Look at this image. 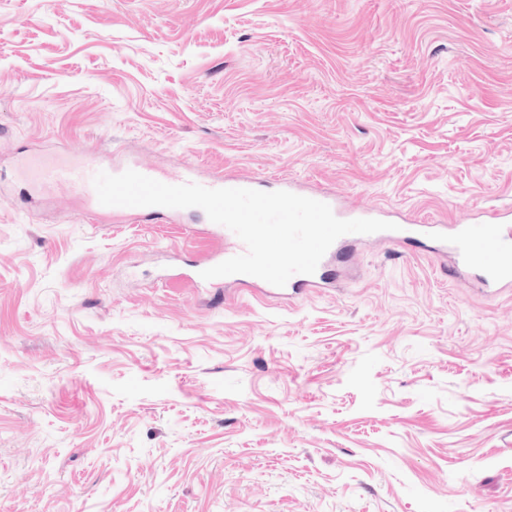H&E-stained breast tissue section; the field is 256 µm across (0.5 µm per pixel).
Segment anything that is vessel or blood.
<instances>
[{"instance_id":"1","label":"vessel or blood","mask_w":512,"mask_h":512,"mask_svg":"<svg viewBox=\"0 0 512 512\" xmlns=\"http://www.w3.org/2000/svg\"><path fill=\"white\" fill-rule=\"evenodd\" d=\"M17 167L21 175L32 188L41 195L50 194L57 186L64 185L72 197L83 201L88 215L98 218L107 216L119 221L138 222L150 215L147 207L105 206L99 203L92 180L101 167L96 155L90 154L78 159L46 157L41 159H20ZM108 173L119 174L132 169L160 182H168L164 169L145 166L138 162L120 161L105 167ZM183 182H194L210 189L247 188L258 189L265 180L262 175L249 177L222 176L206 178L198 172L189 171L182 177ZM282 190L308 197L328 204L333 214L342 220L354 219L351 211L342 210L335 196L329 192L305 188L303 185L287 181ZM216 235L230 239L231 245L209 258L208 266H215L233 256L245 252L244 243L234 237L232 231L220 224H213ZM436 236L442 238L444 248L449 249L457 261L465 266H476L482 271L480 283L486 288H512V206L501 205L489 208L481 220L470 224L447 226L444 224L421 223L411 220L400 229L384 232V239L401 243L414 235ZM354 235L347 234L338 238L321 260L316 272L311 275L297 274L290 278L281 292L293 297L315 288H327L333 281L327 275L330 259L339 257L342 251L354 242Z\"/></svg>"}]
</instances>
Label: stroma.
I'll return each instance as SVG.
<instances>
[{
    "label": "stroma",
    "mask_w": 512,
    "mask_h": 512,
    "mask_svg": "<svg viewBox=\"0 0 512 512\" xmlns=\"http://www.w3.org/2000/svg\"><path fill=\"white\" fill-rule=\"evenodd\" d=\"M312 183L465 224L512 205V0H0V512H512V288L424 237L295 301L173 276L19 158Z\"/></svg>",
    "instance_id": "stroma-1"
}]
</instances>
